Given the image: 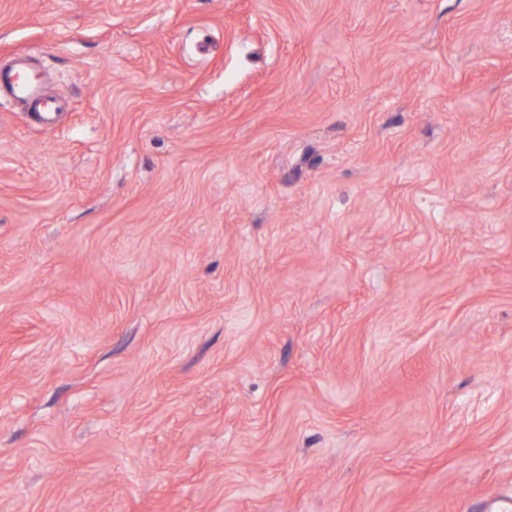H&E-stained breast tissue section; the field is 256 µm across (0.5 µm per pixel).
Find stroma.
Masks as SVG:
<instances>
[{
    "instance_id": "stroma-1",
    "label": "stroma",
    "mask_w": 512,
    "mask_h": 512,
    "mask_svg": "<svg viewBox=\"0 0 512 512\" xmlns=\"http://www.w3.org/2000/svg\"><path fill=\"white\" fill-rule=\"evenodd\" d=\"M0 512H512V0H0Z\"/></svg>"
}]
</instances>
